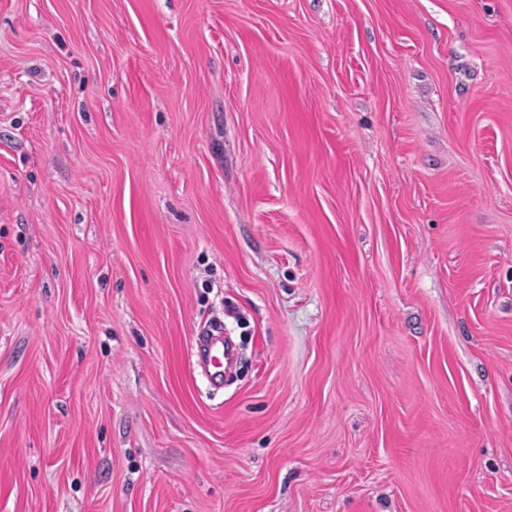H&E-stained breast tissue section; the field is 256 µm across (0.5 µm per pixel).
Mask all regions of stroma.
<instances>
[{"label":"stroma","instance_id":"35a3bbf8","mask_svg":"<svg viewBox=\"0 0 512 512\" xmlns=\"http://www.w3.org/2000/svg\"><path fill=\"white\" fill-rule=\"evenodd\" d=\"M0 512H512V0H0ZM191 357L198 358L208 381L220 386L224 380V362L226 365L233 360L232 347L224 344V326H210L202 336H197L191 347Z\"/></svg>","mask_w":512,"mask_h":512}]
</instances>
